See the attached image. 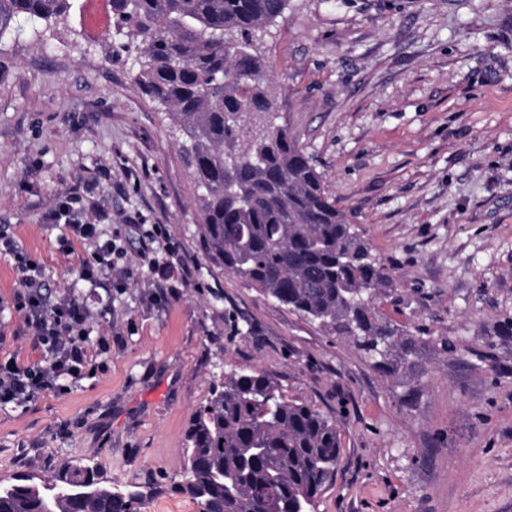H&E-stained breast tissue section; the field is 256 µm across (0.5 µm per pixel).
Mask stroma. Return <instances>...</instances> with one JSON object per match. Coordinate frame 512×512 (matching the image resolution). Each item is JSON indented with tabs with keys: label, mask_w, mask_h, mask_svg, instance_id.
<instances>
[{
	"label": "stroma",
	"mask_w": 512,
	"mask_h": 512,
	"mask_svg": "<svg viewBox=\"0 0 512 512\" xmlns=\"http://www.w3.org/2000/svg\"><path fill=\"white\" fill-rule=\"evenodd\" d=\"M279 125L389 267L379 311L456 349L421 352L422 380L385 379L328 335L224 271L172 112L135 81L140 52L88 31L82 4L44 34L0 39V231L43 269L49 301L90 299L96 368L62 393L0 404V482L72 463L140 512H200L185 435L233 367L332 416L336 475L312 512H512V0H288L256 32ZM69 204L104 225L129 278L82 280L61 248ZM155 231L145 238L143 228ZM179 288L158 287L161 273ZM0 255V360L44 351L14 307ZM419 385L416 407L394 392Z\"/></svg>",
	"instance_id": "obj_1"
}]
</instances>
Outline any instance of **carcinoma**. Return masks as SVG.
Wrapping results in <instances>:
<instances>
[{
    "instance_id": "1",
    "label": "carcinoma",
    "mask_w": 512,
    "mask_h": 512,
    "mask_svg": "<svg viewBox=\"0 0 512 512\" xmlns=\"http://www.w3.org/2000/svg\"><path fill=\"white\" fill-rule=\"evenodd\" d=\"M112 20L143 49L141 89L169 107L202 190L203 237L224 271L265 297L347 337L384 376L421 372V350L455 345L423 324L397 326L376 307L388 268L325 190L298 139L275 123L254 31L288 0H109ZM73 0H0V39L24 18L48 30ZM185 485L201 512H306L332 480L336 424L288 398L258 370L233 369L212 386L186 433ZM94 484L100 492L77 490ZM0 492V512H134L142 494L67 464L34 486Z\"/></svg>"
}]
</instances>
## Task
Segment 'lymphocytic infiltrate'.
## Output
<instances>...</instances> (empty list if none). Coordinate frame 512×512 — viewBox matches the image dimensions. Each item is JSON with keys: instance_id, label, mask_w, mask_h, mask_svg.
Wrapping results in <instances>:
<instances>
[{"instance_id": "1", "label": "lymphocytic infiltrate", "mask_w": 512, "mask_h": 512, "mask_svg": "<svg viewBox=\"0 0 512 512\" xmlns=\"http://www.w3.org/2000/svg\"><path fill=\"white\" fill-rule=\"evenodd\" d=\"M69 230L93 247L91 259L82 263V279L100 284L126 278L127 269L118 265L121 252L101 225L73 222ZM0 254L12 257L22 274L15 307L46 352L45 359L35 364L0 363V404L21 406L44 391L64 392V379L78 380L92 370L85 329L91 310L87 302L71 298L49 303L40 292L41 267L1 232Z\"/></svg>"}]
</instances>
